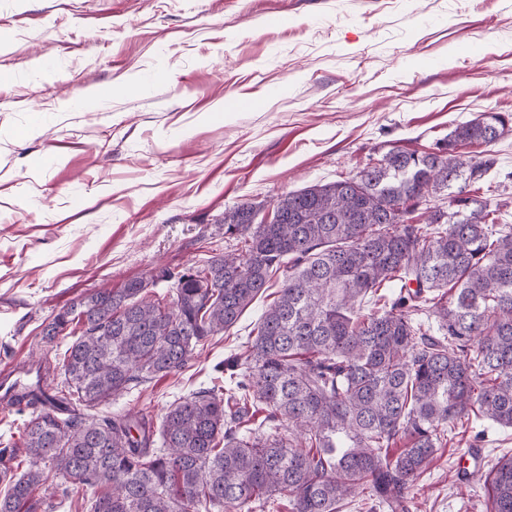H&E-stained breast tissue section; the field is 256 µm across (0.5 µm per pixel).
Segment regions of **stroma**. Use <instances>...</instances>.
Masks as SVG:
<instances>
[{
	"label": "stroma",
	"mask_w": 512,
	"mask_h": 512,
	"mask_svg": "<svg viewBox=\"0 0 512 512\" xmlns=\"http://www.w3.org/2000/svg\"><path fill=\"white\" fill-rule=\"evenodd\" d=\"M482 112L512 115V0H0V368L59 358L41 330L73 302L224 251L237 204ZM266 303L100 415L208 386ZM474 434L438 450L415 512H488L455 468Z\"/></svg>",
	"instance_id": "1"
}]
</instances>
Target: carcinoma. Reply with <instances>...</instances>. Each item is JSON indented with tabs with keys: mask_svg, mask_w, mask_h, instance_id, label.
I'll use <instances>...</instances> for the list:
<instances>
[{
	"mask_svg": "<svg viewBox=\"0 0 512 512\" xmlns=\"http://www.w3.org/2000/svg\"><path fill=\"white\" fill-rule=\"evenodd\" d=\"M508 130V116L482 112L432 152L391 149L352 178L278 197L269 224L256 219L262 205L243 202L224 213L238 248L58 312L41 340L73 332L58 362L63 389L26 399L24 459L0 448V512H46L67 495L51 472L106 488L90 512H254L276 499L289 512H343L358 496L368 512H413L448 433L512 428V224L495 194L466 191L495 158L458 151ZM454 183L448 205L416 223L421 201ZM276 274L277 298L246 352L216 365L224 380L171 404L158 428L144 409L99 415L125 390L185 368ZM369 294L383 305L363 315ZM256 408L269 430L249 426ZM483 489L492 512H512V455Z\"/></svg>",
	"mask_w": 512,
	"mask_h": 512,
	"instance_id": "carcinoma-1",
	"label": "carcinoma"
}]
</instances>
